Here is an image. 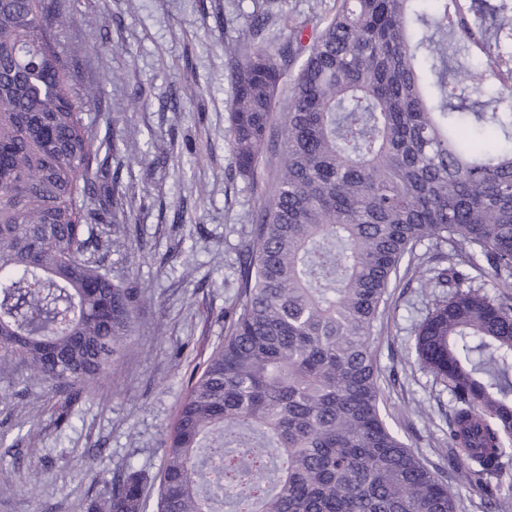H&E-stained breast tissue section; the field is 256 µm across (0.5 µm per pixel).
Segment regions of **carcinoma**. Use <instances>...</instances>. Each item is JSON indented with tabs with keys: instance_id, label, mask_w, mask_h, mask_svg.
Here are the masks:
<instances>
[{
	"instance_id": "1",
	"label": "carcinoma",
	"mask_w": 512,
	"mask_h": 512,
	"mask_svg": "<svg viewBox=\"0 0 512 512\" xmlns=\"http://www.w3.org/2000/svg\"><path fill=\"white\" fill-rule=\"evenodd\" d=\"M106 23L0 0V373L68 402L121 361L139 302L96 229L123 208L88 117L102 94L58 40ZM288 31L235 72L234 166L251 179L265 158L274 178L228 336L165 433L158 512H456L445 470L388 424L377 360L390 288L426 240L450 252L425 270L444 292L415 359L452 396L464 478L508 512L493 479L512 440V0H336ZM474 272L483 287L464 288ZM147 483L127 471L90 512H146Z\"/></svg>"
}]
</instances>
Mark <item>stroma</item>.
I'll return each mask as SVG.
<instances>
[{
    "label": "stroma",
    "instance_id": "stroma-1",
    "mask_svg": "<svg viewBox=\"0 0 512 512\" xmlns=\"http://www.w3.org/2000/svg\"><path fill=\"white\" fill-rule=\"evenodd\" d=\"M106 14L93 33L64 30L59 42L80 81L103 90L119 146L106 173L126 194L107 264L140 293L136 331L113 372L65 403L25 368L0 374V467L34 473L35 492L0 483V512H87L127 468L158 485L162 440L201 371L224 342L238 293V245L272 171L238 176L231 154L234 48L276 49L287 17L329 16L335 0H65ZM262 32H254L256 15ZM102 42L107 53L95 50ZM143 152L130 158L124 142ZM433 289L401 272L378 344L390 423L426 461L453 468L451 397L415 360V330Z\"/></svg>",
    "mask_w": 512,
    "mask_h": 512
}]
</instances>
